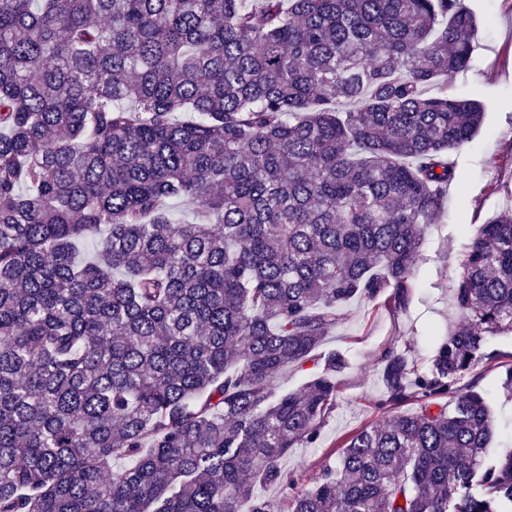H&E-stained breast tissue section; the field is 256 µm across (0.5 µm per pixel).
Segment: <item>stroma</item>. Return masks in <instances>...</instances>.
<instances>
[{"label": "stroma", "instance_id": "obj_1", "mask_svg": "<svg viewBox=\"0 0 512 512\" xmlns=\"http://www.w3.org/2000/svg\"><path fill=\"white\" fill-rule=\"evenodd\" d=\"M481 22L469 69L448 75L450 94L479 100L484 120L474 142L457 156V180L448 190L444 218L424 233L421 255L410 282V302L394 310L387 297L359 300L348 307L346 321L331 331L324 349L349 359L341 375L336 407L315 447L291 449L284 468L312 477L332 462V454L357 428L385 419L376 399L382 391L380 357L390 348L406 351L425 367L433 334L460 323L452 289L463 250L476 225L512 209V0H464Z\"/></svg>", "mask_w": 512, "mask_h": 512}]
</instances>
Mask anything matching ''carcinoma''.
<instances>
[{"label":"carcinoma","mask_w":512,"mask_h":512,"mask_svg":"<svg viewBox=\"0 0 512 512\" xmlns=\"http://www.w3.org/2000/svg\"><path fill=\"white\" fill-rule=\"evenodd\" d=\"M478 34L461 0H0V512H512L460 385L507 357L512 396V209L424 369L381 356L390 417L307 485L281 466L334 408L348 305H408L484 116L430 86ZM315 371L316 368L311 362L306 363L303 367L290 365L279 377L277 383L288 390H295L307 382Z\"/></svg>","instance_id":"carcinoma-1"}]
</instances>
